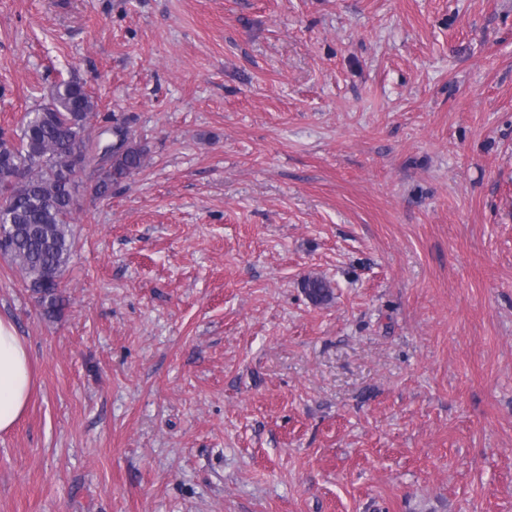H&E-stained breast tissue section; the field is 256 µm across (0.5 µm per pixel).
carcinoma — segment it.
<instances>
[{"label": "carcinoma", "mask_w": 512, "mask_h": 512, "mask_svg": "<svg viewBox=\"0 0 512 512\" xmlns=\"http://www.w3.org/2000/svg\"><path fill=\"white\" fill-rule=\"evenodd\" d=\"M97 109L98 102L85 85L64 81L53 87L48 103L27 113L19 132L0 133L3 254L19 265L48 313L60 302L52 278L63 277L70 259V199L78 191L77 182L63 183V171L89 157L90 148L102 149L110 164L91 186L92 194L102 198L147 162V148L123 123L112 127L114 142L102 146L95 140L91 121ZM302 288L316 304L331 297V286L321 277L305 278Z\"/></svg>", "instance_id": "1"}]
</instances>
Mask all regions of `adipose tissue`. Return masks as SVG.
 Segmentation results:
<instances>
[{"label": "adipose tissue", "mask_w": 512, "mask_h": 512, "mask_svg": "<svg viewBox=\"0 0 512 512\" xmlns=\"http://www.w3.org/2000/svg\"><path fill=\"white\" fill-rule=\"evenodd\" d=\"M33 385L30 354L16 328L0 319V432L24 414Z\"/></svg>", "instance_id": "1"}]
</instances>
